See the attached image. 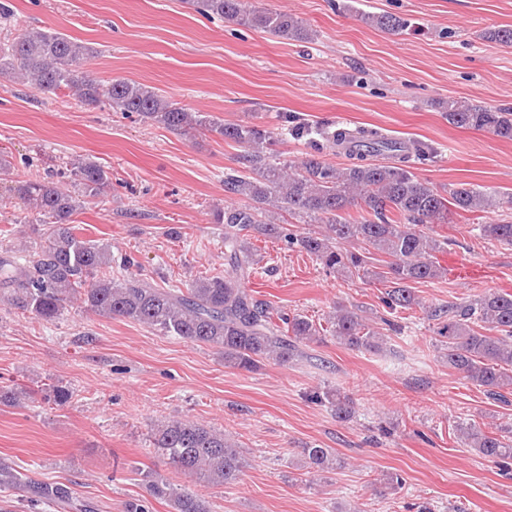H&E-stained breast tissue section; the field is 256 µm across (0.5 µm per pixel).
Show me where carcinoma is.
Masks as SVG:
<instances>
[{"label":"carcinoma","mask_w":512,"mask_h":512,"mask_svg":"<svg viewBox=\"0 0 512 512\" xmlns=\"http://www.w3.org/2000/svg\"><path fill=\"white\" fill-rule=\"evenodd\" d=\"M196 12L259 29L273 37L312 43L317 34L294 13L260 9L247 0H186ZM369 26L387 32L403 31L407 21L390 13H363ZM0 19L13 23L12 39L0 42V77L20 78L38 91H67L87 106L104 104L127 117L173 132L206 131L241 148L238 167L224 173L229 202L217 212L224 225V272L200 277L185 289L159 287L141 278L132 257L121 259L123 271L112 273V247L77 234L74 216L86 203L107 194L109 173L91 161L76 160L57 171L68 178L17 181L15 195L34 210L41 241L17 256L0 254V296L23 312L54 321L68 302H79L94 313L123 317L164 336L216 348L224 366L255 371L265 362L285 365L303 355L301 346L329 336L354 350L379 352L386 334L377 324L394 329L381 317L374 321L359 308L337 304L325 325L296 312L275 309L245 288L259 260L248 239L257 234L281 241L291 251L304 252L323 270L340 278L359 277L386 286L382 303L391 311L420 304L413 284L445 275L435 255L448 240L428 232L431 224L448 223L451 210L488 213L501 207L498 193L467 183L443 195L412 168L430 160L432 148L408 144L376 129H331L295 123L288 134L310 140L311 151L297 160H283L273 149L282 136L264 126L226 123L207 113L191 112L155 87L125 78L95 80L83 71L96 50L63 33L14 22L0 3ZM448 122L486 131L512 141V108L488 109L450 100ZM360 144L349 149V163L337 167L322 158L352 137ZM359 203L361 214H348ZM317 224L319 230L299 234L292 226ZM482 237L512 247V217L478 225ZM360 243L359 251L351 244ZM387 257L384 268L370 264L371 251ZM437 346L448 368L484 389L493 400L512 394V294L486 291L464 304L433 307ZM336 417L354 414L351 398L339 391L323 393ZM465 443L493 462L512 460V430L502 435L457 425ZM154 449L175 462L188 476L213 486L234 483L246 462L238 449L218 433L194 421L171 419L150 432ZM310 468L318 471L345 466L332 448L303 449ZM151 495L168 502L172 512H211L209 503L172 487L151 470L141 472ZM0 491H11L23 502L56 504L72 512H95L80 502L62 482L36 479L0 460Z\"/></svg>","instance_id":"carcinoma-1"}]
</instances>
